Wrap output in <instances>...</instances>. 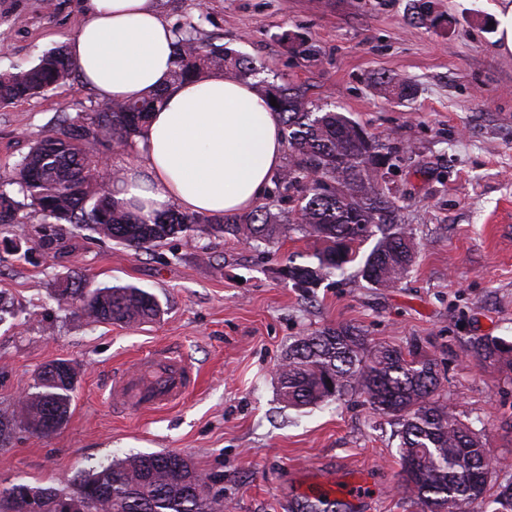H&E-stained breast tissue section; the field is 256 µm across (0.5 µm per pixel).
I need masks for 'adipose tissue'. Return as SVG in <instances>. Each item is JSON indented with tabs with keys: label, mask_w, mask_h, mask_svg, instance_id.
<instances>
[{
	"label": "adipose tissue",
	"mask_w": 512,
	"mask_h": 512,
	"mask_svg": "<svg viewBox=\"0 0 512 512\" xmlns=\"http://www.w3.org/2000/svg\"><path fill=\"white\" fill-rule=\"evenodd\" d=\"M81 12L68 51L101 102L166 91L115 199L146 218L173 207L213 217L250 211L282 165L277 113L250 84L219 73L171 84L174 35L155 0H81Z\"/></svg>",
	"instance_id": "adipose-tissue-1"
}]
</instances>
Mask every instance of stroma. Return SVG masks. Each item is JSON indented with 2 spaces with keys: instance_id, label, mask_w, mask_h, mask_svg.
Segmentation results:
<instances>
[{
  "instance_id": "obj_1",
  "label": "stroma",
  "mask_w": 512,
  "mask_h": 512,
  "mask_svg": "<svg viewBox=\"0 0 512 512\" xmlns=\"http://www.w3.org/2000/svg\"><path fill=\"white\" fill-rule=\"evenodd\" d=\"M172 27L196 25L212 42L261 60L269 73L335 105L385 143L405 146L384 176L417 250L390 288L332 277L304 294L279 270L307 261L314 239L287 233L267 252L222 234L177 236L135 250L88 227L61 225L46 245L42 214L0 224V413H17L35 372L58 359L77 373L70 417L38 436L18 417L0 449V488L66 482L79 470L131 454L174 451L209 476L224 512H297L325 485L327 512H420L401 487L399 426L363 396L294 409L276 393L277 368L297 339L352 324L370 343L436 358L444 394L486 439L489 488L512 483V372L479 360L476 339L512 341V53L493 21L502 0H432L442 25L413 19V0H156ZM79 0H0V68L34 65L67 44ZM316 50L296 56L283 33ZM417 87L399 102L373 75ZM99 101L81 81L0 104V179L58 115ZM132 284L154 293L159 319L93 323L52 298L60 278ZM166 349L192 359L196 388L161 412L122 415L112 373ZM357 480L367 499L343 496Z\"/></svg>"
}]
</instances>
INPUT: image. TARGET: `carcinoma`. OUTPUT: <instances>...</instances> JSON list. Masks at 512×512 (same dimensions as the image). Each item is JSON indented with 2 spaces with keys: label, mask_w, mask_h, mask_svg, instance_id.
<instances>
[{
  "label": "carcinoma",
  "mask_w": 512,
  "mask_h": 512,
  "mask_svg": "<svg viewBox=\"0 0 512 512\" xmlns=\"http://www.w3.org/2000/svg\"><path fill=\"white\" fill-rule=\"evenodd\" d=\"M171 81L197 80L211 73L247 82L265 104L275 97L288 143L286 164L273 177L275 193L295 202L288 224L271 207L212 218L169 209L145 219L120 207L101 182L120 181V170L99 167L97 146L111 154L128 152L150 112L162 103L159 89L138 99L116 100L84 114L62 113L15 164L9 185L0 184V224L18 222L21 208L40 212L55 224H91L98 234L129 247L147 250L179 234L224 233L247 243L269 245L283 230L314 238L320 248L310 261L288 259L281 275L304 293L332 276H343L357 263L356 275L374 288L390 287L410 272L415 260L411 231L398 223L390 189L381 171L403 152L369 136L377 160L370 159L358 133L365 129L343 112L311 100L298 85L260 77L264 66L238 51L208 43L195 30L175 33ZM296 55L311 59L314 48L297 33L283 35ZM78 77L67 47L43 54L32 67L0 71V103L38 97ZM372 85L384 95L410 101L416 86L406 77L376 76ZM22 196L17 200L15 195ZM377 237L370 252L357 260L360 246ZM66 302L92 322L148 323L160 318L157 297L137 286L91 288L79 275L58 289ZM483 361L512 371V342L486 336L476 345ZM75 384L43 366L21 406L31 431L48 436L70 414ZM277 393L287 406L301 409L335 401L349 393L363 395L372 408L400 425L402 487L421 512H512V483L487 496L485 442L481 433L448 405L436 360L416 350L367 342L354 325H339L298 339L282 360ZM55 419L53 426L46 425ZM414 478H407V467ZM224 512L206 478L180 463L170 451L139 454L102 463L74 475L63 485L17 481L0 488V512Z\"/></svg>",
  "instance_id": "1"
}]
</instances>
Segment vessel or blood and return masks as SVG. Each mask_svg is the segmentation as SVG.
I'll use <instances>...</instances> for the list:
<instances>
[{
    "label": "vessel or blood",
    "mask_w": 512,
    "mask_h": 512,
    "mask_svg": "<svg viewBox=\"0 0 512 512\" xmlns=\"http://www.w3.org/2000/svg\"><path fill=\"white\" fill-rule=\"evenodd\" d=\"M198 377L192 362L164 349L154 350L144 357L136 372H114L111 398L122 412L160 410L182 400L194 389Z\"/></svg>",
    "instance_id": "1"
}]
</instances>
